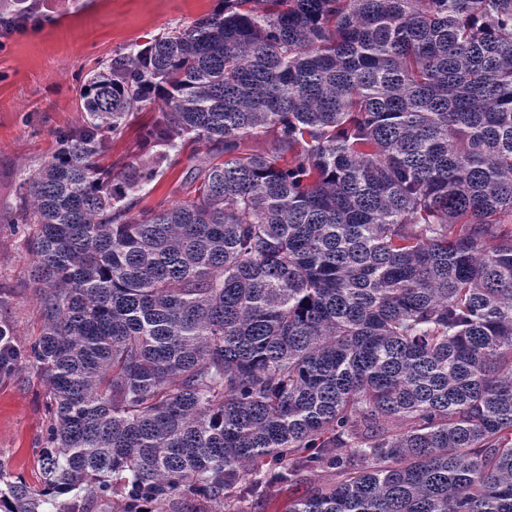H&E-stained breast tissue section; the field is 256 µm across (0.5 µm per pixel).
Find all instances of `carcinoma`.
Instances as JSON below:
<instances>
[{
  "label": "carcinoma",
  "instance_id": "1",
  "mask_svg": "<svg viewBox=\"0 0 512 512\" xmlns=\"http://www.w3.org/2000/svg\"><path fill=\"white\" fill-rule=\"evenodd\" d=\"M221 3L86 77L20 185L51 421L0 512H236L324 466L288 512H512V0ZM188 141L195 196L133 216ZM152 116H154V112H139V114H136V118L127 127L124 135L112 142V161L123 158L127 164L134 165L139 162L143 151L135 148L138 134L137 129L141 122L150 120Z\"/></svg>",
  "mask_w": 512,
  "mask_h": 512
}]
</instances>
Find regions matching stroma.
<instances>
[{
  "instance_id": "stroma-1",
  "label": "stroma",
  "mask_w": 512,
  "mask_h": 512,
  "mask_svg": "<svg viewBox=\"0 0 512 512\" xmlns=\"http://www.w3.org/2000/svg\"><path fill=\"white\" fill-rule=\"evenodd\" d=\"M39 23L0 37V327L18 349L41 334L34 281L35 257L16 223L19 186L38 172L56 149L55 131L84 122L80 87L99 62L135 53L138 45L211 12L218 0H31ZM190 143L178 164L160 173L139 206L193 197L195 176L209 151ZM50 423L46 386L27 359L0 377V462L30 485L40 483L38 450ZM329 468L301 473L296 484L279 485L240 499V512H285L289 499L335 481Z\"/></svg>"
}]
</instances>
